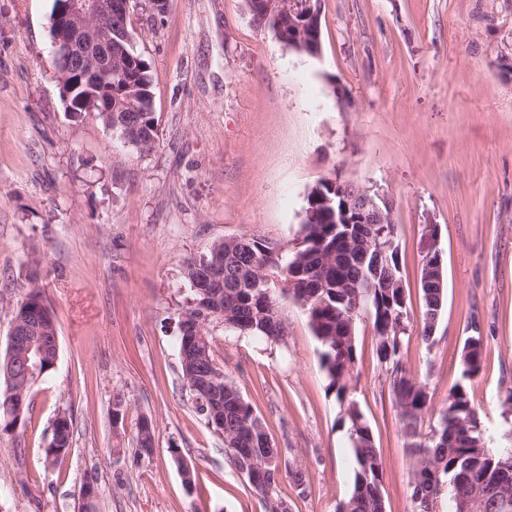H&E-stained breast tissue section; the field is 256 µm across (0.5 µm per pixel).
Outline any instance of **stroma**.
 Instances as JSON below:
<instances>
[{
  "instance_id": "35a3bbf8",
  "label": "stroma",
  "mask_w": 512,
  "mask_h": 512,
  "mask_svg": "<svg viewBox=\"0 0 512 512\" xmlns=\"http://www.w3.org/2000/svg\"><path fill=\"white\" fill-rule=\"evenodd\" d=\"M53 4L0 0V355L33 276L59 336L25 424L0 432V512H79L89 475L101 512H266L183 382L184 264L242 235L293 248L306 195L324 178L393 197L415 327L425 227L439 225L446 298L435 342L414 337L404 352L431 397L417 429L431 435L462 382L486 447L512 448L502 405L512 387V0H320L315 58L254 24L247 0H167L161 14L135 0L159 131L144 154L96 113L68 112L49 55ZM281 304L284 340L213 323L215 356L306 475L276 489L289 512H336L354 486L344 407L305 312ZM474 319L483 362L466 382ZM356 345L349 395L385 462V512H413L410 439L369 322H358ZM61 411L73 415L71 448L52 466L45 450ZM144 416L155 427L148 456L137 443ZM178 454L196 468L192 487Z\"/></svg>"
}]
</instances>
